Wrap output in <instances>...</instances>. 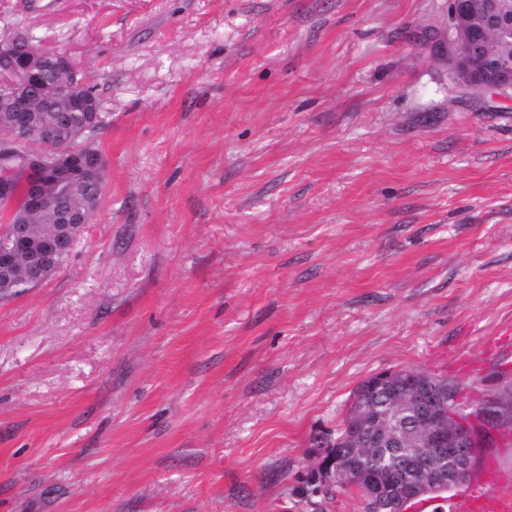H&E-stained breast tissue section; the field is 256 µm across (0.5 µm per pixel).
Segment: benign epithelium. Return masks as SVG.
<instances>
[{"mask_svg": "<svg viewBox=\"0 0 512 512\" xmlns=\"http://www.w3.org/2000/svg\"><path fill=\"white\" fill-rule=\"evenodd\" d=\"M512 0H448V34L430 41L431 57L448 65L451 80L467 91L512 93ZM55 69L69 80L45 85L41 95L25 93ZM72 59L30 45L16 77L6 82L17 102L11 115L14 135L0 141V198L13 195L14 174L25 183L23 213L0 229V298L41 285L57 273L72 255L87 225L95 216L82 199L92 186L104 189L107 162L101 152L55 149L50 144L63 138H80L87 124L103 120ZM39 106L52 113V120L39 135L37 146L25 151L20 144L34 137L29 112ZM54 208L57 227L51 233L38 231L35 221ZM380 393L392 398L393 406L410 409L419 428V451L398 469L373 467L353 470L322 455L319 469L329 486L348 483L356 488L366 512H397L443 487H461L475 475L479 448L491 427L478 419L479 406L461 408L459 395L449 394L437 377L415 369L384 371L361 383L340 429V436L324 442L332 448L373 450L391 445L396 427L389 415H376L370 401Z\"/></svg>", "mask_w": 512, "mask_h": 512, "instance_id": "7a95c632", "label": "benign epithelium"}]
</instances>
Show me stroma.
Instances as JSON below:
<instances>
[{"instance_id": "35a3bbf8", "label": "stroma", "mask_w": 512, "mask_h": 512, "mask_svg": "<svg viewBox=\"0 0 512 512\" xmlns=\"http://www.w3.org/2000/svg\"><path fill=\"white\" fill-rule=\"evenodd\" d=\"M105 102L101 207L0 302V512H362L358 385L512 384V100L424 50L448 0H0ZM454 497L512 496V430Z\"/></svg>"}]
</instances>
